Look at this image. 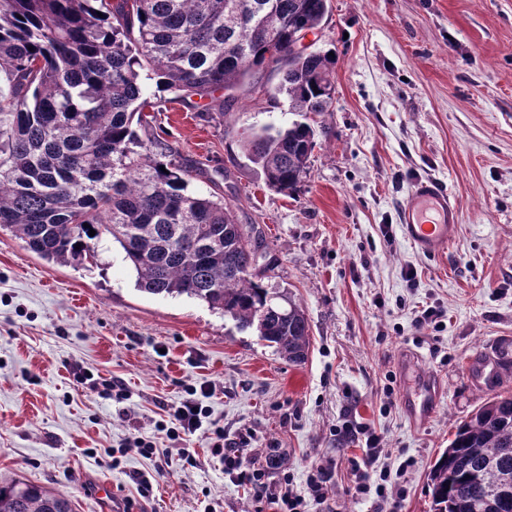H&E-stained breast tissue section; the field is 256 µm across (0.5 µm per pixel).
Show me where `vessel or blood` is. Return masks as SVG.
<instances>
[{
	"mask_svg": "<svg viewBox=\"0 0 512 512\" xmlns=\"http://www.w3.org/2000/svg\"><path fill=\"white\" fill-rule=\"evenodd\" d=\"M461 223L460 209L449 190L439 180L423 178L415 182L400 204V232L417 252L427 256L445 254L456 240ZM438 397L430 387H423L420 402H406L411 420L433 413Z\"/></svg>",
	"mask_w": 512,
	"mask_h": 512,
	"instance_id": "obj_1",
	"label": "vessel or blood"
}]
</instances>
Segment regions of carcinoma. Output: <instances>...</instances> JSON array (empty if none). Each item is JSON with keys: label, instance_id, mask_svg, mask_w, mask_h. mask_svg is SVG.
<instances>
[{"label": "carcinoma", "instance_id": "1", "mask_svg": "<svg viewBox=\"0 0 512 512\" xmlns=\"http://www.w3.org/2000/svg\"><path fill=\"white\" fill-rule=\"evenodd\" d=\"M328 0H0V231L48 260L96 261L118 245L140 290L186 295L253 329L288 362H305L310 326L252 273L255 226L188 192L189 170L143 143L157 92L215 99L254 79L276 48L319 28ZM335 58L317 50L283 72L278 93L300 119L241 140L268 188L307 177L315 117L335 94ZM95 230L90 235L89 230ZM505 491L512 512V394H495L456 428L429 472L432 512H477ZM0 512H74L70 497L0 485Z\"/></svg>", "mask_w": 512, "mask_h": 512}]
</instances>
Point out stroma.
I'll use <instances>...</instances> for the list:
<instances>
[{
	"label": "stroma",
	"instance_id": "obj_1",
	"mask_svg": "<svg viewBox=\"0 0 512 512\" xmlns=\"http://www.w3.org/2000/svg\"><path fill=\"white\" fill-rule=\"evenodd\" d=\"M311 39L336 53V92L294 193L269 189L241 148L251 130L293 121L285 98L246 86L225 109L166 101L142 134L166 143L172 162L213 171L191 189L261 230L255 272L304 309L307 361L288 363L196 299L140 291L110 243L97 263L60 264L1 232V484L68 493L75 512H105L92 494L101 480L133 500L132 512H255L210 453L220 427L229 439L250 432L255 455L277 457L270 481L286 473L305 490L308 472L330 460L333 512H380L350 474L368 427L382 438L377 465L401 512H430L429 469L456 426L489 394L512 391V0H329ZM428 176L461 211L456 241L435 258L399 229L402 198ZM429 307L445 311L442 328L418 325ZM486 355L496 372L480 379L471 368ZM79 367L122 384L124 397L77 383ZM424 377L439 405L416 424L404 396ZM191 386L211 387L209 416L180 444L164 427ZM135 436L159 456L113 460ZM137 473L152 497H139Z\"/></svg>",
	"mask_w": 512,
	"mask_h": 512
}]
</instances>
